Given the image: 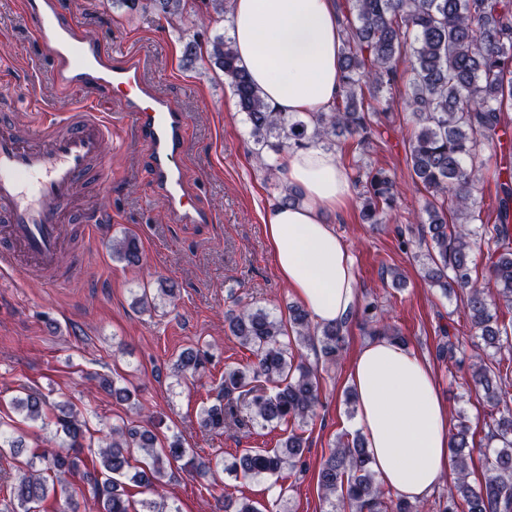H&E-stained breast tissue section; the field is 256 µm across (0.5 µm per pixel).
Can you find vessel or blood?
<instances>
[{
	"label": "vessel or blood",
	"instance_id": "b4317fda",
	"mask_svg": "<svg viewBox=\"0 0 512 512\" xmlns=\"http://www.w3.org/2000/svg\"><path fill=\"white\" fill-rule=\"evenodd\" d=\"M33 41L63 93L101 92L120 97L150 158L149 178L174 221L207 224L210 213L196 203L181 159L190 137L188 117L171 98L150 91V62L132 48L85 37L59 0H23ZM19 99H0V275L55 269L65 225H84L95 237L106 213L80 201L79 191L105 194L111 183L112 119L81 102L65 112L38 113L19 129L11 109Z\"/></svg>",
	"mask_w": 512,
	"mask_h": 512
}]
</instances>
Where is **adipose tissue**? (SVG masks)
I'll use <instances>...</instances> for the list:
<instances>
[{
	"label": "adipose tissue",
	"mask_w": 512,
	"mask_h": 512,
	"mask_svg": "<svg viewBox=\"0 0 512 512\" xmlns=\"http://www.w3.org/2000/svg\"><path fill=\"white\" fill-rule=\"evenodd\" d=\"M230 2L233 45L270 106L291 116L329 111L342 91L336 0ZM276 167L302 199L266 218L274 264L313 323H341L357 303L356 277L326 216L350 200L348 173L314 143L288 149ZM349 377L377 481L408 500L427 498L449 474L448 409L429 363L410 347L369 341Z\"/></svg>",
	"instance_id": "obj_1"
}]
</instances>
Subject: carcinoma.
I'll return each mask as SVG.
<instances>
[{
  "instance_id": "cac0c4a2",
  "label": "carcinoma",
  "mask_w": 512,
  "mask_h": 512,
  "mask_svg": "<svg viewBox=\"0 0 512 512\" xmlns=\"http://www.w3.org/2000/svg\"><path fill=\"white\" fill-rule=\"evenodd\" d=\"M188 0H112V6L144 11L171 23L183 17ZM345 38L340 50L342 94L328 112L288 117L275 112L261 96L230 40L219 34L203 43L197 37L183 42L186 62L207 55L224 73L239 111L250 127L253 155L270 172V154L300 148L322 139L348 134L356 145L370 143L387 108L364 101L363 87L392 86L398 68L409 63L411 78L402 102L412 111L417 130L408 141L407 158L414 183L430 198L416 216L427 240L424 276L443 294L463 296L470 329L482 343L471 365V382L499 417L489 414L486 474L477 486L469 482L468 459L475 449L470 420L461 414L448 429L453 484L439 512H512V365L502 367L497 354L512 347V323L499 325L493 310L512 309V165L498 170L497 217L492 224L473 222L476 213L473 161L487 145L501 144L506 135V110L512 109V0H346ZM355 180L363 185L360 210L366 224H385L397 207L395 181L383 167H357ZM487 242L488 282L476 276L475 249ZM112 254L134 266L142 253L135 238L112 243ZM370 302L354 310L367 336L407 344L404 334L377 319ZM228 330L247 347L254 361L227 367L216 403L202 410L200 428L222 434L235 430L248 437L255 426L290 425L280 446L248 450L229 467L224 457L201 456L185 447L179 435L157 446V426H114L96 439L88 423L69 405H51L33 389L16 396L11 405L24 420L42 419L53 406L55 426L64 434L63 450L32 454L18 467L9 503L0 512H45L42 503L59 493L70 498L68 476L78 473L85 453L94 455L98 469L85 477L98 512H179L163 493L171 464L185 465L201 476L218 480L226 471L236 478L278 477L305 472L307 439L297 427L308 422L319 404L317 369L302 349L319 350L334 362L345 350L348 322L315 325L300 305H288V324L266 309L240 305L225 315ZM201 349L183 351L175 364L176 378L199 376L210 361ZM24 440L0 430V457L17 458ZM140 460H135V456ZM133 483L146 498L134 502L126 492ZM319 485L330 512H423L425 504L403 499L383 486L370 467L365 439L339 438L319 471Z\"/></svg>"
}]
</instances>
